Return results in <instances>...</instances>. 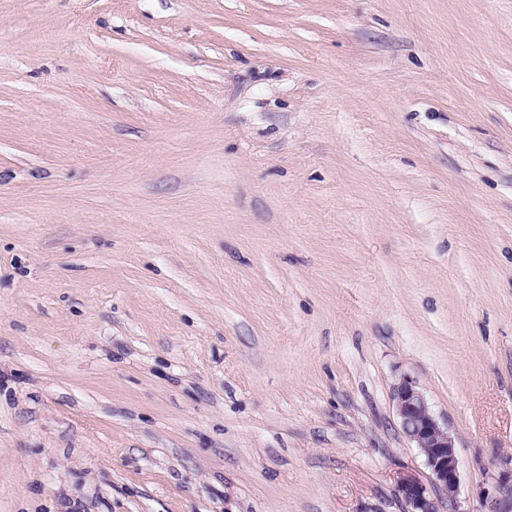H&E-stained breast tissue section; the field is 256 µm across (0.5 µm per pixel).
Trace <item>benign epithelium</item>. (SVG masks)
Instances as JSON below:
<instances>
[{
	"mask_svg": "<svg viewBox=\"0 0 512 512\" xmlns=\"http://www.w3.org/2000/svg\"><path fill=\"white\" fill-rule=\"evenodd\" d=\"M392 400L402 433L420 449L429 471L426 481L416 476L399 481L404 512H463L455 441L448 425L438 421L423 393L408 379L394 388ZM479 500V512H512V466L490 475Z\"/></svg>",
	"mask_w": 512,
	"mask_h": 512,
	"instance_id": "obj_1",
	"label": "benign epithelium"
}]
</instances>
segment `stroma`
I'll list each match as a JSON object with an SVG mask.
<instances>
[{
  "label": "stroma",
  "mask_w": 512,
  "mask_h": 512,
  "mask_svg": "<svg viewBox=\"0 0 512 512\" xmlns=\"http://www.w3.org/2000/svg\"><path fill=\"white\" fill-rule=\"evenodd\" d=\"M512 461V0H0V512H403L392 392Z\"/></svg>",
  "instance_id": "35a3bbf8"
}]
</instances>
